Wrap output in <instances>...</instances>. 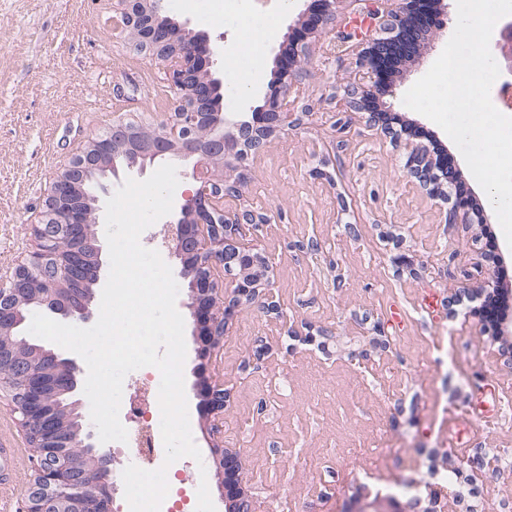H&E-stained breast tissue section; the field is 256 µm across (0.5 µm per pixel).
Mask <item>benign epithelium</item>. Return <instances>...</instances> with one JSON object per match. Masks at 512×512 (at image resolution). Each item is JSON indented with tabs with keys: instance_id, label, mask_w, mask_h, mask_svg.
<instances>
[{
	"instance_id": "benign-epithelium-1",
	"label": "benign epithelium",
	"mask_w": 512,
	"mask_h": 512,
	"mask_svg": "<svg viewBox=\"0 0 512 512\" xmlns=\"http://www.w3.org/2000/svg\"><path fill=\"white\" fill-rule=\"evenodd\" d=\"M342 0H311L306 18L291 31V40L299 45L322 27H331V48L338 56H355L353 78L344 95L337 99L341 113L374 112L389 83L411 52L413 39L423 35L422 16H438L436 27H448L445 0H354L357 9L338 11ZM160 0H119L120 23L131 42L150 52L166 73L174 94L173 111L152 130L131 121L119 120L105 132L91 137L70 160L52 176L50 192L40 223L31 225L34 246L17 265L12 278L0 286V363L9 365L17 376H26L33 368L29 359L18 355L9 341L24 321V312L32 304L38 311L67 321L86 323L94 317V298L84 295L83 286L102 288L106 283L102 244L94 237L93 257L87 259V225L105 223L106 198L119 180L120 172L139 164L145 168L158 159L196 158L192 176L195 193L173 205L165 227L170 237L169 250L180 259L182 269L194 268L190 282L196 353L220 351L229 323L240 306L260 302L267 314L284 317L280 304L266 291L270 286V260L255 248L241 245L239 237L247 227L270 222L266 214L250 209L229 211L224 199L239 195L237 182L214 178L217 168L226 166V156L238 147L242 160L259 151L266 140L301 125L298 103L301 90L293 72V58H281L276 81L268 85L265 105L246 112H222L224 82L215 68L224 50L210 45L208 36L193 33L160 15ZM492 55L505 78L503 90H512V21L492 32ZM136 157L135 163L127 157ZM404 169L416 178L432 199L449 200L448 162L442 155L413 144ZM488 222L481 211L470 212L465 197L455 198L448 212V223L469 224L472 219ZM465 286L448 297L446 307L459 301L460 295L480 294L485 287L483 265L477 263L464 273ZM42 355L52 359L54 367H45L50 377L44 383L59 393L76 394L84 368L74 358H63L53 351ZM200 397V411L209 420L211 430L224 433V405L229 392L224 383L197 367L194 385ZM14 409L25 435L41 440L42 448L33 458L34 470L26 491L25 512H108L112 499V461L99 449L91 425L83 435L60 428L54 413L43 407V395L37 386L14 392ZM87 449L100 475L99 486L86 490L83 474L75 468L68 449ZM220 474H241L246 456L240 448L213 449ZM505 457L490 459L478 455L468 461V480L494 474L503 468ZM70 486L78 493L65 495ZM225 512H246L249 493L242 482L229 486L221 480ZM426 489L429 507L423 512H448L442 501V489L432 483H413Z\"/></svg>"
}]
</instances>
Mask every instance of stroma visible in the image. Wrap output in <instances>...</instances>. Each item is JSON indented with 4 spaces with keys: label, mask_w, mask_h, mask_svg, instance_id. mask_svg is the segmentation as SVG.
Wrapping results in <instances>:
<instances>
[{
    "label": "stroma",
    "mask_w": 512,
    "mask_h": 512,
    "mask_svg": "<svg viewBox=\"0 0 512 512\" xmlns=\"http://www.w3.org/2000/svg\"><path fill=\"white\" fill-rule=\"evenodd\" d=\"M309 3L293 0L282 13L277 0H252L253 16L277 34L238 63V76L255 81L242 111L264 105L288 27ZM161 9L214 46L251 38L246 22L225 30L219 0H195L190 11L182 0H162ZM118 17L117 0H0V285L31 245L29 226L41 216L53 173L77 148L115 121L150 126L173 109L162 65L131 45ZM329 36L319 32L296 53L295 73L312 115L250 156L240 197L224 202L270 216L253 238L274 260L271 291L284 316L242 307L221 356L200 360L187 350L185 382L193 384L202 362L230 389L220 440L244 449L251 462L242 474L251 512H344L374 501L384 510L390 497L410 501L396 485L411 478L437 484L445 476L477 512H502L512 501V470L466 481V454L449 445L444 422L450 412L484 402L494 422L469 437L468 451L512 454V334L493 337L490 322L468 317L470 301L433 316L417 302L428 289L447 299L486 248L487 294L512 323V248L500 224L447 223V204L430 199L404 168L410 142L447 154L472 208L485 205L455 143L403 103L447 39L430 30L424 48L381 96L379 113L354 114L339 133L332 127L334 98L354 61L325 58L321 45ZM383 124L408 127L411 135L396 141L375 133ZM397 254L407 256L406 265L393 264ZM396 302L405 323L386 326V347L374 348L370 320L387 318ZM311 328L328 332L324 347L301 342ZM197 404L188 397L201 458L184 462L185 478L172 493L183 512H196V475L205 471L216 512H224L212 455L220 440ZM32 454L2 391L0 512H23Z\"/></svg>",
    "instance_id": "1"
}]
</instances>
